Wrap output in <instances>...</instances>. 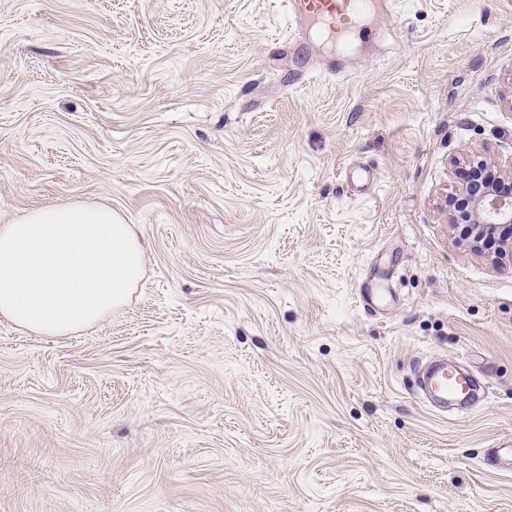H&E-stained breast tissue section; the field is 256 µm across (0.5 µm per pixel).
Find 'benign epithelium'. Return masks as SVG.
<instances>
[{
	"mask_svg": "<svg viewBox=\"0 0 512 512\" xmlns=\"http://www.w3.org/2000/svg\"><path fill=\"white\" fill-rule=\"evenodd\" d=\"M490 163L478 156L467 161L462 182L446 195L448 223L466 224L471 232L468 246L481 250L482 241L494 236L500 228L512 225V196L489 185L480 194L470 193L472 185L488 170Z\"/></svg>",
	"mask_w": 512,
	"mask_h": 512,
	"instance_id": "1",
	"label": "benign epithelium"
}]
</instances>
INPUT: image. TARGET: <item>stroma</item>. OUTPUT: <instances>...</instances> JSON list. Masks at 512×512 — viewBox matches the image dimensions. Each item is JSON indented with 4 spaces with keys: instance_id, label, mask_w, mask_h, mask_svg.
Returning <instances> with one entry per match:
<instances>
[{
    "instance_id": "stroma-1",
    "label": "stroma",
    "mask_w": 512,
    "mask_h": 512,
    "mask_svg": "<svg viewBox=\"0 0 512 512\" xmlns=\"http://www.w3.org/2000/svg\"><path fill=\"white\" fill-rule=\"evenodd\" d=\"M294 28L0 0V224L84 201L143 245L100 324L0 319V512H512V253L441 208L470 157L512 165V0H399L342 80ZM439 355L490 398L422 402Z\"/></svg>"
}]
</instances>
